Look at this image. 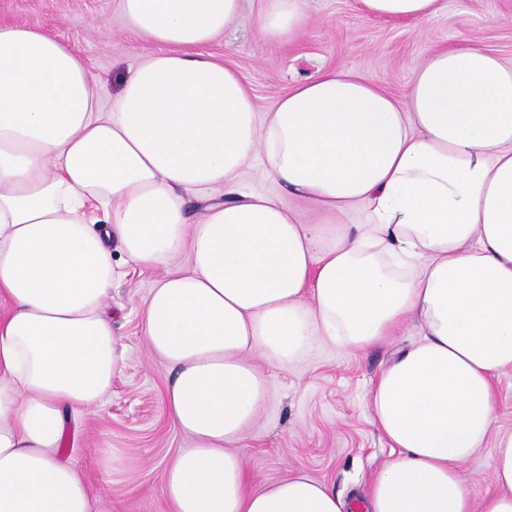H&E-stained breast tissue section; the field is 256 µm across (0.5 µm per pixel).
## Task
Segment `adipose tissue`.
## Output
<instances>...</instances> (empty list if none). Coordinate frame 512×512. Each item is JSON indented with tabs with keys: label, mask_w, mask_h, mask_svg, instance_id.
<instances>
[{
	"label": "adipose tissue",
	"mask_w": 512,
	"mask_h": 512,
	"mask_svg": "<svg viewBox=\"0 0 512 512\" xmlns=\"http://www.w3.org/2000/svg\"><path fill=\"white\" fill-rule=\"evenodd\" d=\"M302 2L259 0L257 33L295 39ZM359 4L420 28L442 9ZM119 6L163 50L113 95L62 41L0 22V512H112L59 449L69 414L125 365L106 312L115 241L162 272L139 312L170 422L191 440L162 473L175 512H348L302 472L253 490L236 446L275 371L321 341L363 351L398 334L410 343L369 395L397 454L365 512H512V433H492L495 381L512 369V64L463 37L430 51L402 96L323 70L262 112L206 51L241 0ZM258 156L323 221L239 194ZM217 188L224 200L193 218L188 200ZM356 207L365 223L338 230ZM488 444L496 488L476 501L459 469Z\"/></svg>",
	"instance_id": "adipose-tissue-1"
}]
</instances>
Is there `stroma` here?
I'll use <instances>...</instances> for the list:
<instances>
[{"label":"stroma","instance_id":"obj_1","mask_svg":"<svg viewBox=\"0 0 512 512\" xmlns=\"http://www.w3.org/2000/svg\"><path fill=\"white\" fill-rule=\"evenodd\" d=\"M442 5L420 33L406 21L365 17L358 0H304L307 25L288 44L262 40L253 26L257 0H243L238 19L208 51L232 63L262 111L328 68L357 69L381 89L402 94L414 66L462 34L512 64V0H442ZM0 22L39 23L111 88L131 65L158 51L129 28L117 0H0ZM238 189L281 195L302 223L319 218L311 202L282 196L262 160L244 168ZM112 261L121 277L107 304L112 328L126 347L125 367L101 404L72 417L61 453L78 465L95 492L111 498L112 512H173L161 475L189 441L169 421L166 374L148 350L136 314L160 273L128 263L117 247ZM397 350L394 343L362 352L323 343L278 372L270 405L240 445L255 488L304 471L348 503L361 501L391 454L372 422L368 395ZM116 450L130 464L112 474L104 461Z\"/></svg>","mask_w":512,"mask_h":512}]
</instances>
